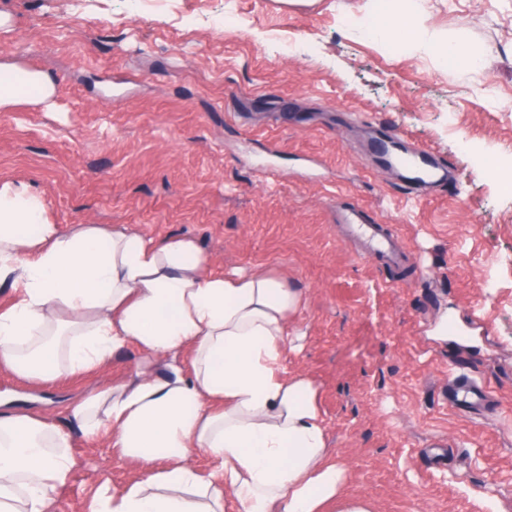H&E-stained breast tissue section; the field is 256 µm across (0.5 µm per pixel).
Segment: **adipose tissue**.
<instances>
[{"label": "adipose tissue", "instance_id": "1", "mask_svg": "<svg viewBox=\"0 0 512 512\" xmlns=\"http://www.w3.org/2000/svg\"><path fill=\"white\" fill-rule=\"evenodd\" d=\"M372 35L433 50L449 66L482 58L423 24L427 0H367ZM40 197L0 184V365L48 379L106 367L137 345L135 379L77 405L86 439L109 440L146 466L119 489L101 486L91 512H371L345 493L307 376L288 372V321L302 296L258 271L215 276L193 239L155 240L85 224L65 236ZM36 233H23L25 225ZM70 438L24 413H0V512H55L53 492L75 461ZM214 468L200 476L195 455Z\"/></svg>", "mask_w": 512, "mask_h": 512}]
</instances>
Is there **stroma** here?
I'll list each match as a JSON object with an SVG mask.
<instances>
[{
  "label": "stroma",
  "mask_w": 512,
  "mask_h": 512,
  "mask_svg": "<svg viewBox=\"0 0 512 512\" xmlns=\"http://www.w3.org/2000/svg\"><path fill=\"white\" fill-rule=\"evenodd\" d=\"M364 2L89 0L68 29L69 0H0V62L54 84L0 108V182L62 232L189 237L214 273L297 290L302 348L284 364L317 385L345 490L372 512H512V186L485 165L512 168V0H430L426 27L482 53L476 69L372 38ZM395 134L444 159L442 181L383 165ZM347 206L391 233L396 260L365 258L336 218ZM140 364L129 343L77 378L0 368L1 410L72 439L57 512L142 476L72 415ZM452 376L479 407H449Z\"/></svg>",
  "instance_id": "1"
}]
</instances>
